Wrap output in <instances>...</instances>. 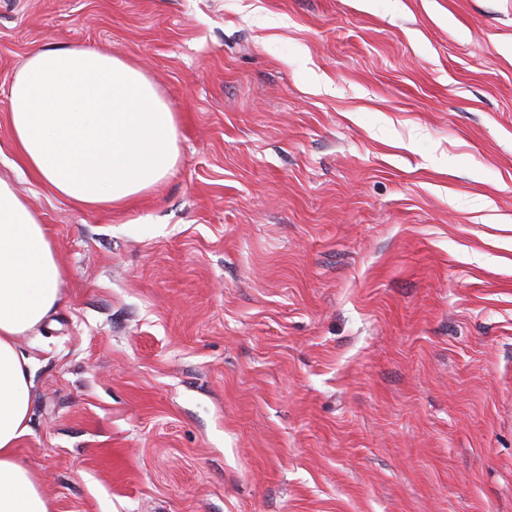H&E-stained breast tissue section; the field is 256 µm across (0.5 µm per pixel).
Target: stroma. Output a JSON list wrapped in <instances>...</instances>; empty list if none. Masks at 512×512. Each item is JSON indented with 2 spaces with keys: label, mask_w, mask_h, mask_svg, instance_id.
<instances>
[{
  "label": "stroma",
  "mask_w": 512,
  "mask_h": 512,
  "mask_svg": "<svg viewBox=\"0 0 512 512\" xmlns=\"http://www.w3.org/2000/svg\"><path fill=\"white\" fill-rule=\"evenodd\" d=\"M47 41L178 116L123 210L16 164ZM0 176L67 270L18 339L53 512H512V0H0Z\"/></svg>",
  "instance_id": "obj_1"
}]
</instances>
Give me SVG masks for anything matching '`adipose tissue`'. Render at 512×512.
I'll return each mask as SVG.
<instances>
[{
    "instance_id": "obj_1",
    "label": "adipose tissue",
    "mask_w": 512,
    "mask_h": 512,
    "mask_svg": "<svg viewBox=\"0 0 512 512\" xmlns=\"http://www.w3.org/2000/svg\"><path fill=\"white\" fill-rule=\"evenodd\" d=\"M11 144L55 194L81 207H126L168 180L178 121L158 87L124 58L48 42L7 93ZM65 268L40 215L0 178V512H53L17 456L29 431L31 361L17 339L60 303Z\"/></svg>"
}]
</instances>
